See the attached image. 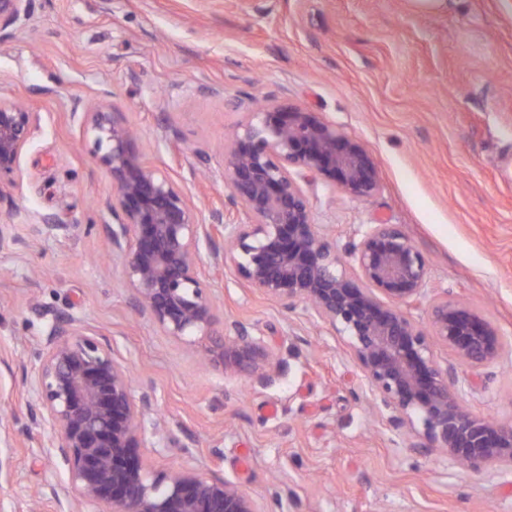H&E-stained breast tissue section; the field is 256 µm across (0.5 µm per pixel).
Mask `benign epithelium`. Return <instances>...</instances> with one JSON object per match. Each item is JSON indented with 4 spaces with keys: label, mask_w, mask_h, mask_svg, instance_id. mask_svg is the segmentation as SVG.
<instances>
[{
    "label": "benign epithelium",
    "mask_w": 512,
    "mask_h": 512,
    "mask_svg": "<svg viewBox=\"0 0 512 512\" xmlns=\"http://www.w3.org/2000/svg\"><path fill=\"white\" fill-rule=\"evenodd\" d=\"M32 0H0V40L14 35ZM96 159L112 180V256L140 310L167 336H201L194 349L208 362L248 373L266 388L289 369L262 336L235 320L217 328L216 304L203 272L210 263L288 309L342 337L366 386L406 428L420 453L440 452L473 471L512 472V424L471 412L462 382L442 367V346L474 368L503 358L499 328L466 301L429 291L425 256L398 224H371L340 250L313 222L298 178L310 175L334 193L366 199L380 187L369 150L315 112L286 102L250 113L224 151V182L244 208L230 222H210L171 177L150 165L132 126L104 107L88 113ZM38 120L16 101L0 99V186L14 184ZM426 305L427 326L412 310ZM32 389L44 456L60 459L79 505L92 512H265L248 491L193 468L153 475L141 448H153L166 425L149 419L151 393L135 394L110 341L83 324H53Z\"/></svg>",
    "instance_id": "benign-epithelium-1"
}]
</instances>
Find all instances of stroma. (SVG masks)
<instances>
[{
  "label": "stroma",
  "mask_w": 512,
  "mask_h": 512,
  "mask_svg": "<svg viewBox=\"0 0 512 512\" xmlns=\"http://www.w3.org/2000/svg\"><path fill=\"white\" fill-rule=\"evenodd\" d=\"M0 93L39 116L0 199V439L14 448L0 512H58L41 497L51 485L77 495L65 466L35 449L32 419L41 342L70 318L110 340L135 390H153L168 426L141 451L151 472L226 478L267 512H512V472L415 452L346 343L303 307L206 269L219 321L291 351L289 372L265 389L202 363L140 314L112 259V183L87 129L95 104L124 113L147 162L206 219L243 212L224 147L250 111L285 101L318 113L367 147L381 182L356 201L302 180L320 230L342 249L366 225H402L431 288L470 302L512 342V0L439 13L414 0H33L0 43ZM480 374L466 406L512 424V356ZM276 477L289 494L274 503Z\"/></svg>",
  "instance_id": "obj_1"
}]
</instances>
